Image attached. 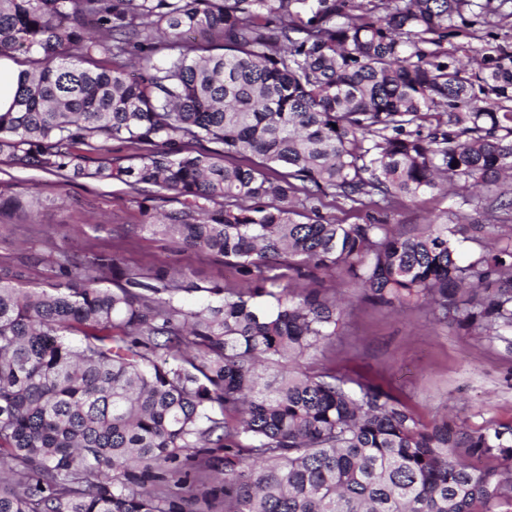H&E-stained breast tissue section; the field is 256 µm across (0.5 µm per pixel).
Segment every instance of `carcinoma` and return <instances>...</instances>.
Segmentation results:
<instances>
[{
    "instance_id": "carcinoma-1",
    "label": "carcinoma",
    "mask_w": 512,
    "mask_h": 512,
    "mask_svg": "<svg viewBox=\"0 0 512 512\" xmlns=\"http://www.w3.org/2000/svg\"><path fill=\"white\" fill-rule=\"evenodd\" d=\"M506 2L0 0L22 66L0 154L174 203L139 229L243 279L110 253H60L45 288L1 269L0 512H188L174 463L212 446L224 512H512V423L427 425L289 368L336 337L346 298L292 287L330 272L512 344V46L478 34ZM447 183L495 187L483 223L382 219ZM327 196L366 222L326 218ZM460 236L482 243L465 261Z\"/></svg>"
}]
</instances>
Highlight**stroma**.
<instances>
[{
	"instance_id": "1",
	"label": "stroma",
	"mask_w": 512,
	"mask_h": 512,
	"mask_svg": "<svg viewBox=\"0 0 512 512\" xmlns=\"http://www.w3.org/2000/svg\"><path fill=\"white\" fill-rule=\"evenodd\" d=\"M462 195L459 188L424 194L388 211L387 221L413 232L430 221H445L449 212L462 207L473 219L483 220L486 196L467 206ZM15 196L30 205L0 207V267L24 268L25 287L45 286L49 266L38 257L61 251L116 253L131 268H187L200 286L183 295L187 309L206 303L201 288L208 283L241 285L234 268L208 256L178 252L162 237L144 231L148 218L141 198L123 184L77 178L62 185L50 174L18 171L0 155V197ZM295 366L362 375L407 402L427 424L447 414L471 427L512 421V351L438 324L424 308L397 313L353 301L333 347L301 357ZM223 455L220 448L196 455L186 481L171 487V494L189 501L193 512H224L223 500L210 496L213 465Z\"/></svg>"
}]
</instances>
